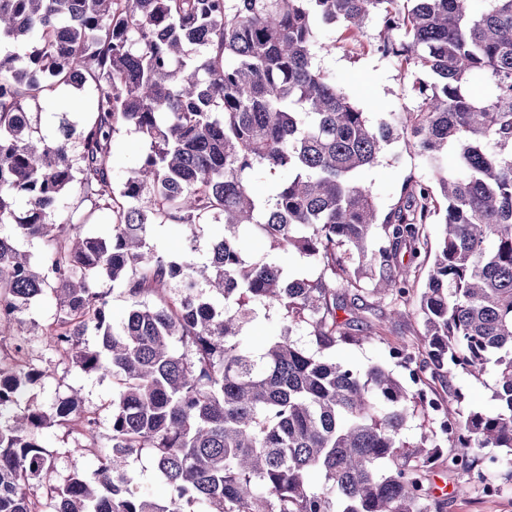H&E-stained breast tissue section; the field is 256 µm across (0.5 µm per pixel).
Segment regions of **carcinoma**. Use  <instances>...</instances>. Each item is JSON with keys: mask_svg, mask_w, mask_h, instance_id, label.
I'll list each match as a JSON object with an SVG mask.
<instances>
[{"mask_svg": "<svg viewBox=\"0 0 512 512\" xmlns=\"http://www.w3.org/2000/svg\"><path fill=\"white\" fill-rule=\"evenodd\" d=\"M482 2L0 0V224L45 244L33 266L0 236V512H440L428 483L440 459L461 479L453 493L490 471L485 493L500 492L499 461L512 458V0ZM374 16L376 52L414 76L418 107L402 125L372 124L316 64L320 28L357 42ZM475 75L490 96L469 94ZM76 79L92 90L89 117L43 134L41 102ZM123 129L147 150L116 183ZM406 134L447 206L409 179L382 216L361 172ZM261 169L289 173L267 201L253 189ZM70 193L79 202L65 209ZM96 213L109 236L82 232ZM220 218L201 267L148 241L155 225ZM243 231L318 275L247 258ZM404 249L432 259L420 348L391 351L412 389L383 366L325 356L371 340L337 316L361 299L360 273L375 296L408 300ZM105 278L129 301L118 322ZM47 298L46 349L112 376L105 436L83 423L78 393L50 414L31 394L49 369L8 328ZM260 307L286 326L255 354L241 334ZM299 327L316 350L291 340ZM458 371L496 378L493 411L451 412L431 395L428 378ZM416 418L431 429L411 442ZM53 427L92 458L91 475L52 479L41 435ZM144 454L160 500L131 487Z\"/></svg>", "mask_w": 512, "mask_h": 512, "instance_id": "cac0c4a2", "label": "carcinoma"}]
</instances>
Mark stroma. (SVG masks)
I'll return each instance as SVG.
<instances>
[{
    "label": "stroma",
    "instance_id": "stroma-1",
    "mask_svg": "<svg viewBox=\"0 0 512 512\" xmlns=\"http://www.w3.org/2000/svg\"><path fill=\"white\" fill-rule=\"evenodd\" d=\"M382 29L380 18H371L365 28L361 42L347 40L343 28L325 27L319 32V40L326 49L316 58L319 68L329 77L335 78L337 86L352 96L367 118L374 123L391 119L415 110L417 100L412 89L413 77L403 71L391 58L373 51L371 43ZM433 182L434 173L424 158L404 141L391 143L378 162L363 172V180L372 191L375 203L381 212H388L399 200L401 189L407 179ZM224 231L223 223L204 224L190 227L182 224L153 226L150 243L159 251L174 257L191 255L196 263H204L211 242ZM244 254L251 258H269L290 274L317 275V267L297 253L272 249L268 239L257 235H246L241 240ZM402 263L411 264V299L402 304L401 315L391 318L394 307L388 300L380 301L370 293L374 283L364 280L365 309L350 308L339 311L340 320L360 322V335L366 336V344L338 345L335 356L345 358L354 364L365 366L380 364L396 370L400 378H407L408 372L399 368L396 359L390 355L391 348L404 346L416 349L423 332V319L419 312L418 298L425 286L428 266L423 260H411L408 252H401ZM379 329L378 338H371L372 329ZM495 380L486 376L483 381L459 373L448 380H436L432 388L438 398L449 407L457 404L476 410L494 408L492 399ZM78 391L85 413L103 417V408L112 400V378L109 374H84L65 366H56L50 377L38 385L34 394L44 410H53L59 399L68 397L71 391ZM47 447L55 449V472L62 475L80 469L92 472L93 465L83 449L78 448L62 432L47 429L43 432ZM458 482L455 473L443 465H436L430 474L433 495L442 502V512H512V484H504L500 494L493 498L483 496L474 490L467 495L454 494Z\"/></svg>",
    "mask_w": 512,
    "mask_h": 512
}]
</instances>
